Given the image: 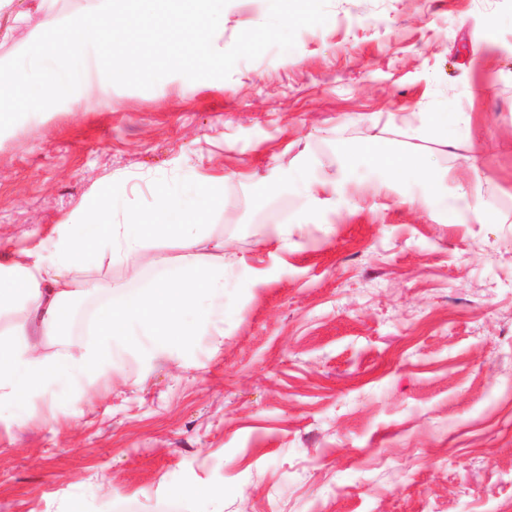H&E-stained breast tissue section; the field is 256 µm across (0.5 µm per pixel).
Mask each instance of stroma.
Masks as SVG:
<instances>
[{
    "instance_id": "obj_1",
    "label": "stroma",
    "mask_w": 512,
    "mask_h": 512,
    "mask_svg": "<svg viewBox=\"0 0 512 512\" xmlns=\"http://www.w3.org/2000/svg\"><path fill=\"white\" fill-rule=\"evenodd\" d=\"M312 7L249 52L267 2L224 0L222 67L166 65L159 36L155 79L0 130L11 250L98 194L146 214L166 180L219 175L224 260L253 271L223 336L0 415V512H512V0ZM443 103L471 117L445 139L419 116ZM367 136L447 168L436 210L419 181L341 180L329 140ZM300 166L337 187L264 238L295 200L260 214L252 190Z\"/></svg>"
}]
</instances>
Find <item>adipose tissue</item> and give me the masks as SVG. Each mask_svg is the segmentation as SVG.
I'll use <instances>...</instances> for the list:
<instances>
[{"label":"adipose tissue","instance_id":"adipose-tissue-1","mask_svg":"<svg viewBox=\"0 0 512 512\" xmlns=\"http://www.w3.org/2000/svg\"><path fill=\"white\" fill-rule=\"evenodd\" d=\"M93 0L84 14L59 9V0H29L16 14L20 42L40 41V53L57 58V69L40 79L19 65H0V100L19 102L43 89L47 96L87 93L97 85H120L130 71L149 77L154 57L142 54L132 28L152 29L167 18L171 31L169 60L197 71L207 70L216 55L212 38L224 25V0ZM52 20L51 36L42 32L44 18ZM92 46L95 71L85 66L83 49ZM335 146L351 168L373 171L382 189L412 179L430 186L426 199L437 207L439 190L448 172L433 161L407 159L362 140L337 139ZM327 180L297 168L267 182L254 194L256 210L273 200L298 195L301 209L292 221L263 225L264 236L287 235L290 223H305L315 210ZM224 195V180L199 176L189 185H163L148 214H123L116 199L102 207L122 213V220L92 224L80 214L57 224L50 238L53 256L42 245L15 254L0 264V316L21 308L23 317L0 332V411L24 416L30 392L48 394L51 401L82 391L94 379L112 371L125 352L153 361L176 349L188 348L192 337L218 335V321L229 312L244 281L251 275L246 261L234 270L224 266V240L214 236L209 215ZM153 243H174L180 255L159 262L145 260ZM121 263L122 278L89 284L84 273ZM46 346L34 344V337Z\"/></svg>","mask_w":512,"mask_h":512}]
</instances>
